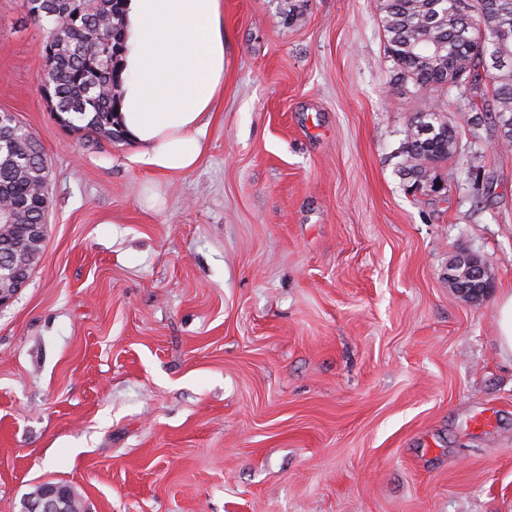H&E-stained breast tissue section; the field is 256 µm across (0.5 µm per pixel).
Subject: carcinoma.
I'll list each match as a JSON object with an SVG mask.
<instances>
[{
  "label": "carcinoma",
  "mask_w": 512,
  "mask_h": 512,
  "mask_svg": "<svg viewBox=\"0 0 512 512\" xmlns=\"http://www.w3.org/2000/svg\"><path fill=\"white\" fill-rule=\"evenodd\" d=\"M125 0H70L79 13L76 25L53 20L46 26V44L53 55L44 71L51 84L55 119L99 143L124 136L114 117L118 112L120 57L123 50ZM380 22L387 51L399 79L420 88L448 93L453 89L472 104V124L496 127L498 144L512 146V0H381ZM112 50V67L94 76L87 68L99 52V36ZM485 44L488 57L503 64L484 70L474 52ZM493 87L486 96V85ZM402 146L400 173L414 182L438 179L448 158L459 152L458 137L437 104L412 113ZM46 154L36 140L14 132L0 145V242L14 245L0 253V269L38 264L45 238L31 225L45 223L47 181L39 172Z\"/></svg>",
  "instance_id": "carcinoma-1"
}]
</instances>
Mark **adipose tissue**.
<instances>
[{"label":"adipose tissue","mask_w":512,"mask_h":512,"mask_svg":"<svg viewBox=\"0 0 512 512\" xmlns=\"http://www.w3.org/2000/svg\"><path fill=\"white\" fill-rule=\"evenodd\" d=\"M119 115L137 161L177 174L204 152L205 115L224 90L221 0H128Z\"/></svg>","instance_id":"1"}]
</instances>
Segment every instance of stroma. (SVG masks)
Listing matches in <instances>:
<instances>
[{
    "label": "stroma",
    "mask_w": 512,
    "mask_h": 512,
    "mask_svg": "<svg viewBox=\"0 0 512 512\" xmlns=\"http://www.w3.org/2000/svg\"><path fill=\"white\" fill-rule=\"evenodd\" d=\"M205 152L87 145L41 91L46 30L0 0V111L49 166L41 260L0 309V512H512V147L396 86L378 0H222ZM439 101V192L399 172ZM490 263L483 300L448 282ZM499 342L506 353L512 355V291L505 292L497 306ZM64 490L58 486L50 487L37 496L24 502L23 512H65L60 503L66 500Z\"/></svg>",
    "instance_id": "obj_1"
}]
</instances>
